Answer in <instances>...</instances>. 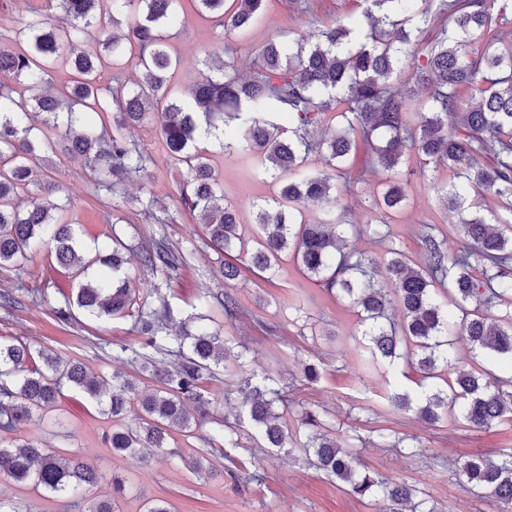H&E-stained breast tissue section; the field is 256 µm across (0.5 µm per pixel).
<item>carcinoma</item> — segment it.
I'll return each instance as SVG.
<instances>
[{
    "instance_id": "carcinoma-1",
    "label": "carcinoma",
    "mask_w": 512,
    "mask_h": 512,
    "mask_svg": "<svg viewBox=\"0 0 512 512\" xmlns=\"http://www.w3.org/2000/svg\"><path fill=\"white\" fill-rule=\"evenodd\" d=\"M200 12L224 31L243 34L263 14L265 0H195ZM362 8L357 39L337 20L313 29L293 49L269 41L256 49L250 70L240 73L232 58L220 61V76L206 77L192 92L193 104L168 95L167 82L179 59L165 48L162 29L174 22L180 0H109L112 24L130 19L126 30L100 39L95 31L101 0H59L53 18L31 0H16L22 13L17 28L19 51L0 50V75L18 83L49 87L57 66L74 80L66 101L45 92L15 97L0 82V268L25 271L29 255L47 249L68 271L77 287L55 309L67 321L77 308L96 320L135 318L144 346L176 357L159 367L153 357L137 353L141 369H152L161 387L139 393L129 379L91 376L76 362L50 350L32 351L26 341L0 339V478L68 500L74 512H122L124 479L112 476V495L89 498L100 475L77 452L64 455L20 432L54 411L64 387L82 392L102 407L111 422L108 447L120 456L143 457L151 448L166 454L174 429L191 431L188 406L204 418L210 402L200 392L202 380L224 365V376L238 375L242 363L228 355L224 338L198 315L201 324L182 336L166 334L173 312L166 296L150 301L136 295L121 271L124 242L112 233V245L93 253L79 244L73 225L54 218L60 192L54 181L38 179L39 162L59 153L79 157L108 196L122 182L146 174L151 156L134 139L132 129L154 114L170 159L186 165L179 184L180 205L205 225L209 244L225 254L237 252L218 271L224 281L240 276L239 264L275 274L280 256L293 251L303 270L332 295L344 296L359 309L364 351L374 361L402 360L431 381L422 404L406 393L391 397L393 406L415 411L428 423L461 417L482 429L512 422V373L496 374L482 364L487 356L512 357V224H492L465 209L467 189L480 188L506 204L512 213V40L499 38L496 0H356ZM133 51L141 72L131 88L111 72L109 56ZM399 83L393 84V76ZM113 114V124L78 126V113ZM43 115L42 128L24 123L29 113ZM328 115L341 121L337 133L317 139L313 129ZM238 120L224 139V153L254 160L258 171L279 186L274 213L257 212L259 235L253 249L239 232L238 216L224 200L219 173L197 145L200 132L216 135L220 123ZM370 155L357 175L345 162L359 143ZM415 150L428 163L448 168L453 181L438 189L445 208L458 213L456 228L463 246L448 254L428 234L424 258L416 263L391 249L384 273L392 285L378 281V263L347 245L341 196L375 180L382 215L374 234H389L388 215L401 209L405 193L397 175L406 153ZM324 154L334 174L314 172L309 163ZM489 156L484 165L480 159ZM35 194L19 209V192ZM316 211L310 216V211ZM140 262L157 272L174 269L181 255L159 239L142 248ZM505 307L495 314L492 308ZM197 307L219 308L232 320L239 314L234 297L205 292ZM467 346L470 360L454 358L456 342ZM288 392L269 374L250 389L245 407L261 437L272 448L295 441L275 408L286 409ZM327 423L309 409L301 411L304 430L299 451L306 459L348 487L350 494L381 498L385 512H407L416 488L377 472L358 469L355 449L326 433ZM236 481L263 483L246 462L220 449ZM468 491L512 510V455L501 459L467 456L452 462Z\"/></svg>"
}]
</instances>
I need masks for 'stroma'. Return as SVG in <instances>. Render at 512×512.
I'll return each instance as SVG.
<instances>
[{"label": "stroma", "mask_w": 512, "mask_h": 512, "mask_svg": "<svg viewBox=\"0 0 512 512\" xmlns=\"http://www.w3.org/2000/svg\"><path fill=\"white\" fill-rule=\"evenodd\" d=\"M340 16L358 18L353 0H307L303 11L287 7L284 0H270L263 19L245 35H227L197 13L193 0H184L168 39L170 52L180 60L171 78L175 95L187 98L195 81L209 73V53L231 46L240 70L245 72L254 51L268 39L292 44L306 38L315 26ZM135 136L152 161L146 176L124 183L119 196L112 200L95 190L81 160L52 157L41 167L61 186L57 200L64 209L60 217L74 225L81 245L108 246L113 235H120L127 246L124 271L131 288L143 297L158 291L165 294L173 309L174 319L169 325L173 334L188 321L200 294L210 290L235 296L240 306L238 317L229 321L216 315L215 325L227 346L243 355L241 378L267 371L280 376L283 384L294 390L297 403L282 418L288 429L296 428L301 409L318 411L337 437L349 439L362 469L415 486L429 512H500L501 506L494 500L463 490L450 462L460 454L495 459L512 453V426L474 429L460 418L427 424L414 412L393 408L388 393L412 386L403 367H367L361 348L364 327L356 307L348 299L326 293L300 271L291 255L282 257L275 277L251 268L243 270L237 280L224 283L217 274L220 254L208 245L202 224L185 213L177 201L186 166L165 156L154 122L137 128ZM206 149L211 164L223 176L225 199L238 210L241 233L252 236L258 207L276 195L277 186L268 178H251L246 163L225 158L219 141L208 142ZM448 179L447 169H433L417 153L408 154L400 176L407 199L390 222V237L383 241L364 230L377 217L371 203L378 187L372 182L358 184L349 197L346 215L351 225V247L379 263L387 260L391 248L418 260L423 237L433 234L444 249L457 252V214L441 206L437 194L438 185ZM148 199L155 202L149 217L141 206ZM159 238L180 252L183 261L175 269L152 273L141 267L139 250ZM23 280L47 285L48 298L34 301L25 297L20 304L0 307V337H22L32 349H47L78 360L96 375L136 376L144 392L158 389V381L150 374H137L126 358L117 355L122 344L132 352L142 349L133 319L98 322L80 314L66 323L57 319L54 310L64 294L70 293L72 281L47 252L32 253L25 276L0 268V292L14 291ZM306 361L320 366L318 382L304 381L301 365ZM202 393L211 402V418L198 423L193 436L175 433L170 443L174 455L155 457L145 464L114 455L103 442L107 423L97 404L70 390L58 403L68 435H60L49 418L29 428L26 435L77 451L93 465L104 476L94 495H109V476L121 473L126 479L123 512H142L144 502L156 498L167 500L173 512H380L381 503L359 501L342 482L307 462L297 448H268L252 438L251 423L240 408L238 381H225L223 368H216L214 376L206 379ZM229 425L239 430L238 456L252 460L264 478L262 487L219 473L202 479L192 468L191 462L206 439L223 442ZM381 429L415 437L416 450L379 445L377 432Z\"/></svg>", "instance_id": "stroma-1"}]
</instances>
